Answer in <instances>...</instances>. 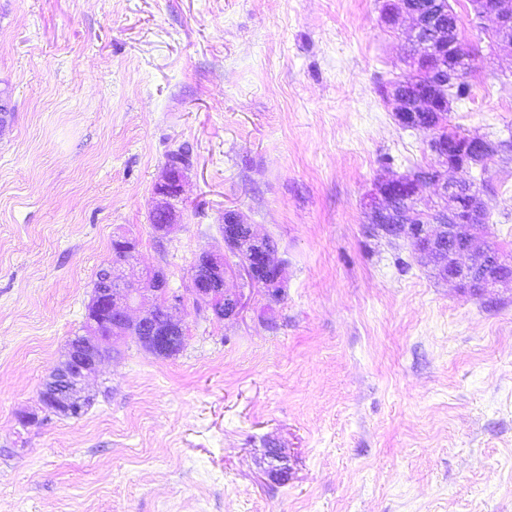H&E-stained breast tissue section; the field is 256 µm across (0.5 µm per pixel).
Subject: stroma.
Segmentation results:
<instances>
[{
    "label": "stroma",
    "mask_w": 512,
    "mask_h": 512,
    "mask_svg": "<svg viewBox=\"0 0 512 512\" xmlns=\"http://www.w3.org/2000/svg\"><path fill=\"white\" fill-rule=\"evenodd\" d=\"M459 132L512 129V52L470 0ZM383 0H0V512H512V290L476 297L405 240L370 236L376 179L429 163L379 84L408 74ZM193 167L164 246L168 152ZM512 251V156L483 173ZM286 271L233 320L186 305L183 349L125 338L81 417L38 393L119 234L189 286L225 211ZM282 449L287 482L268 475Z\"/></svg>",
    "instance_id": "stroma-1"
}]
</instances>
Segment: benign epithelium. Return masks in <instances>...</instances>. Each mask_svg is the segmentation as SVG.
I'll use <instances>...</instances> for the list:
<instances>
[{
  "label": "benign epithelium",
  "mask_w": 512,
  "mask_h": 512,
  "mask_svg": "<svg viewBox=\"0 0 512 512\" xmlns=\"http://www.w3.org/2000/svg\"><path fill=\"white\" fill-rule=\"evenodd\" d=\"M392 4L384 18L394 25L412 19L410 46L418 49L415 61L431 62V85L415 91L404 82L388 84L383 98L392 106L399 126H420L430 132L427 149L435 163L374 183L368 203L371 222L366 225L367 232L408 241L415 253L430 261L442 279L475 296L491 295L497 288H512V253L486 240L484 181L474 175L481 160L504 152L512 140L493 141L477 134L458 137L437 123H423L428 115L451 110L453 99L448 96V79L458 78L469 57L458 36L457 22L445 24L440 15L424 11L418 0H392ZM472 7L476 18L493 22L499 45L511 48L512 0H472ZM189 170L188 165L167 163L155 185L159 200L154 218L161 219V223L153 226V230L160 245L177 226L173 201L180 198ZM428 186L437 187L438 197L447 204L430 210V225L405 220L420 212L419 204ZM137 253L136 240L119 237L105 276L87 308V337L69 343L64 360L40 391V402L51 412L64 415L80 411L85 378L112 354L103 344L106 339L136 336L145 348L158 355L172 356L176 341L185 339L173 310L186 301L219 319H233L243 309L248 291L260 289L272 302L281 298L280 292L270 288L283 276L274 243L258 237L252 225L240 222L236 214L224 232V252H201L194 262L190 287L183 293L169 288L159 266L145 268L137 278H129L126 268L133 265ZM229 256L240 258V286L235 292L225 288L224 259ZM259 266L270 272L263 281L256 275ZM149 301L154 306L141 312ZM267 457L269 476L277 482L287 480L291 474L288 458L278 448L268 449Z\"/></svg>",
  "instance_id": "7a95c632"
}]
</instances>
